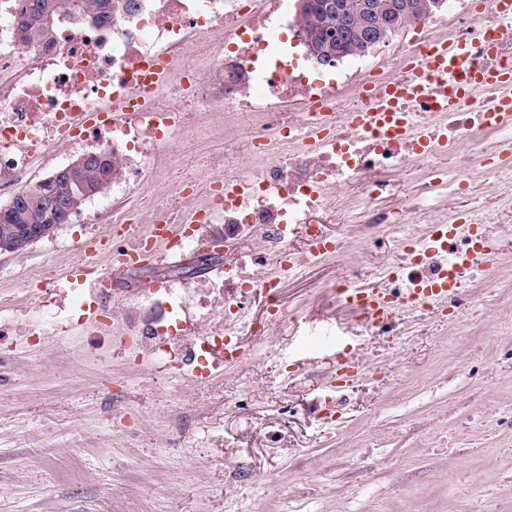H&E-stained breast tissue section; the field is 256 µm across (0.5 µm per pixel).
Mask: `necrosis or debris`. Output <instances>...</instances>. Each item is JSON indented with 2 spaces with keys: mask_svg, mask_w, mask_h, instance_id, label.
I'll list each match as a JSON object with an SVG mask.
<instances>
[{
  "mask_svg": "<svg viewBox=\"0 0 512 512\" xmlns=\"http://www.w3.org/2000/svg\"><path fill=\"white\" fill-rule=\"evenodd\" d=\"M445 9L446 17L414 22L407 42L381 65L349 61L329 80L290 51L286 0H135L119 22L69 23L48 45L20 46L0 32V194L56 152L79 148L118 160L117 201L142 184L173 140L223 114V153L201 160L181 151L172 194L108 212L109 223L128 227L112 239L116 260L139 244L154 250L156 224L179 225L170 245L182 253L209 243L206 225H223L222 275L183 288L162 270L154 291L94 293L101 317L120 322L131 339L117 356L199 387L246 358L241 335L252 325V299L264 302V333L277 330L286 321L282 285L328 259L336 268L326 293L353 326L390 344L410 309L429 336L463 298L499 308L500 262L512 257V116L500 112L504 89L472 86L450 112L410 104L397 134L356 121L360 87L406 79L428 42L472 50L490 35L498 54L480 65L512 64V27L491 8L474 14L466 0H446ZM160 60L164 77L146 82L145 65ZM231 70L251 74L260 93L225 82ZM217 170L223 193H211L205 208L191 207L200 178ZM329 224L340 233L327 235ZM438 231L446 234L443 249L427 250ZM391 232L397 247L374 260ZM478 238L492 250L472 256L448 296L412 299L419 283L447 279L449 257L470 254ZM314 239L326 242L325 252L310 250ZM362 289L386 300L382 314L361 312L353 297ZM142 301L155 318L123 322ZM71 305L68 289H56L29 314L32 335L65 332Z\"/></svg>",
  "mask_w": 512,
  "mask_h": 512,
  "instance_id": "1",
  "label": "necrosis or debris"
}]
</instances>
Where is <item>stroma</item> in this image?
Segmentation results:
<instances>
[{"label": "stroma", "instance_id": "35a3bbf8", "mask_svg": "<svg viewBox=\"0 0 512 512\" xmlns=\"http://www.w3.org/2000/svg\"><path fill=\"white\" fill-rule=\"evenodd\" d=\"M173 149L128 205L174 191ZM88 211L21 253L0 254V302L37 308L28 271L68 274ZM334 265L282 289L296 326L245 336L251 360L212 387L150 379L112 354L95 319L63 335H18L0 352V512H512V318L465 306L436 336L377 342L386 385L336 392V419L313 414L324 379L297 366L355 346L320 299ZM291 364L270 382L267 352ZM430 377L424 388L415 375ZM246 462L248 477L234 465Z\"/></svg>", "mask_w": 512, "mask_h": 512}]
</instances>
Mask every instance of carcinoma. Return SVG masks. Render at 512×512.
<instances>
[{"instance_id":"1","label":"carcinoma","mask_w":512,"mask_h":512,"mask_svg":"<svg viewBox=\"0 0 512 512\" xmlns=\"http://www.w3.org/2000/svg\"><path fill=\"white\" fill-rule=\"evenodd\" d=\"M415 10L411 15L395 18L383 39L387 40L403 26L442 10L444 0H413ZM129 0H18L17 16L30 15L34 23L16 27L22 45L44 44L53 41L59 24L63 22H110L125 15L130 9ZM305 47L321 50H340L341 57L359 55L361 34L346 30L328 5V0H300L296 11ZM119 164L112 155L104 161L93 160L69 174H59L48 182L47 189L58 198L85 201L104 191L118 175ZM40 192L35 186L16 193L8 204L0 206V243L17 249L21 240L16 234L28 224H45L50 213L37 199Z\"/></svg>"}]
</instances>
